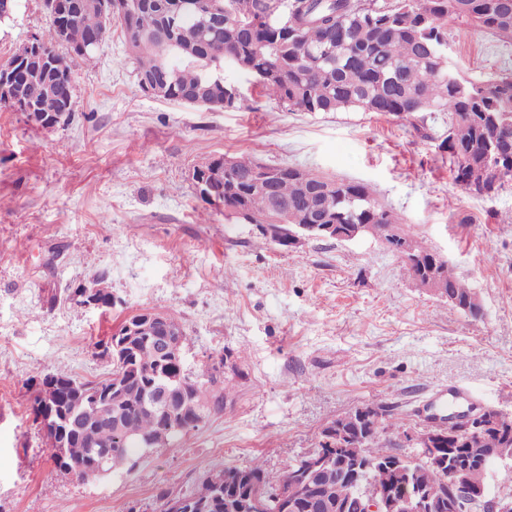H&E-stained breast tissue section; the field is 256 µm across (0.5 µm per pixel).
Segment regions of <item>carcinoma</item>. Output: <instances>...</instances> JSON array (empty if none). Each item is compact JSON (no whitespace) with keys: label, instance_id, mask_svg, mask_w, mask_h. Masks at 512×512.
Here are the masks:
<instances>
[{"label":"carcinoma","instance_id":"carcinoma-1","mask_svg":"<svg viewBox=\"0 0 512 512\" xmlns=\"http://www.w3.org/2000/svg\"><path fill=\"white\" fill-rule=\"evenodd\" d=\"M73 0H45L55 12L51 22L65 23L67 37L58 40L54 26L41 35L30 55L56 75L53 94L43 80L27 72L16 81L18 93L0 108L24 112L43 127H52V114L74 98L72 69L57 52L67 46L81 59H89L120 27L126 47L138 63V75H151L164 93L160 98L209 111L234 109L242 98L224 80L231 68L254 78L262 90L290 110L338 112L357 110L392 115L422 131L416 119L424 112L448 113V130L435 138L448 156L454 181L473 197L498 189L487 177L498 163L494 139L512 151V71L485 77H467L448 55V23L461 22L488 32L502 44H512V0H268L264 21H252L258 0H216L224 5L223 20L216 22L187 7V0H108L112 9H77ZM262 162L236 157L232 174L214 186V197H202L226 208H241L253 215H269V197L256 187L253 176L265 169ZM274 172L273 190L288 202V223L320 224L336 216L338 224H371L382 235L390 227L413 245V269L420 277L432 276L456 298L454 308L473 318L469 302L476 292L460 279L448 261L423 237L413 233L361 183L327 180L311 171L288 165L267 168ZM102 357H112V370L100 379L81 380L65 371L45 373L37 382H55L64 406L82 401L88 408L120 412L122 435L112 432V420L87 423L77 419L66 426L69 447L49 449L56 469L83 478L100 468L99 455L112 454V468L135 465L133 456L145 450L144 441L157 433L163 418L148 409L141 395L159 386L165 377L190 382L197 398L211 403L212 415L224 413L227 387L214 388L224 359L210 358L197 370L185 362L162 360L147 336L126 339L119 329L95 343ZM380 411L371 421H353L359 412ZM361 406L325 426L353 427L365 435L357 448L372 461L401 456L393 438L405 432L404 418L386 406ZM512 450V418L497 413L494 427L475 433L458 424L448 426V439L440 452L448 466L437 468L425 458L405 455L404 465L433 499L450 495L457 465L472 458L499 461L500 449ZM236 470L240 488L268 483L269 473L256 458L250 464L203 474L192 512H238L235 494L224 493L226 474ZM316 494L340 497L347 512H365L355 485L332 466L313 477Z\"/></svg>","mask_w":512,"mask_h":512}]
</instances>
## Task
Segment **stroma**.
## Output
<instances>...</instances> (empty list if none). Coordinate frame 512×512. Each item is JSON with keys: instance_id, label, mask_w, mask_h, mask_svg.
<instances>
[{"instance_id": "stroma-1", "label": "stroma", "mask_w": 512, "mask_h": 512, "mask_svg": "<svg viewBox=\"0 0 512 512\" xmlns=\"http://www.w3.org/2000/svg\"><path fill=\"white\" fill-rule=\"evenodd\" d=\"M49 25L44 0H19L0 25V61ZM449 29L465 75L512 70V46ZM72 73L76 108L55 127L0 111V512H158L159 491L191 493L204 471L256 457L276 479L324 426L365 404L396 407L410 426L432 410L512 417V183L472 197L408 123L292 112L230 69L242 107L155 98L117 29ZM222 154L366 185L476 290L482 317L416 288L374 239L285 250L228 219L191 180ZM98 277L111 309L69 301ZM140 309L181 322L188 367L224 355V412L134 467L60 474L31 413L32 379L58 368L102 377L111 365L95 342Z\"/></svg>"}]
</instances>
